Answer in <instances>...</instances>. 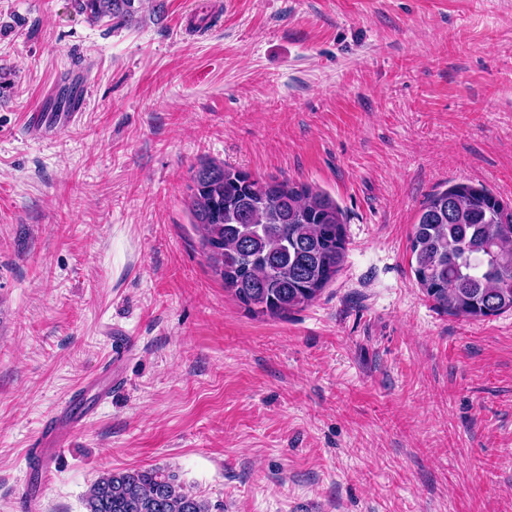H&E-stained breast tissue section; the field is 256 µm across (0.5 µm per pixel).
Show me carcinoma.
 Listing matches in <instances>:
<instances>
[{"label":"carcinoma","mask_w":512,"mask_h":512,"mask_svg":"<svg viewBox=\"0 0 512 512\" xmlns=\"http://www.w3.org/2000/svg\"><path fill=\"white\" fill-rule=\"evenodd\" d=\"M135 0H75L98 20L126 21ZM190 206L213 273L258 317H285L322 293L346 252L344 214L322 191L260 180L216 163L192 176ZM418 285L434 305L472 319L512 310V203L482 185L431 194L410 238ZM86 512H210L160 467L108 472L87 490Z\"/></svg>","instance_id":"1"}]
</instances>
